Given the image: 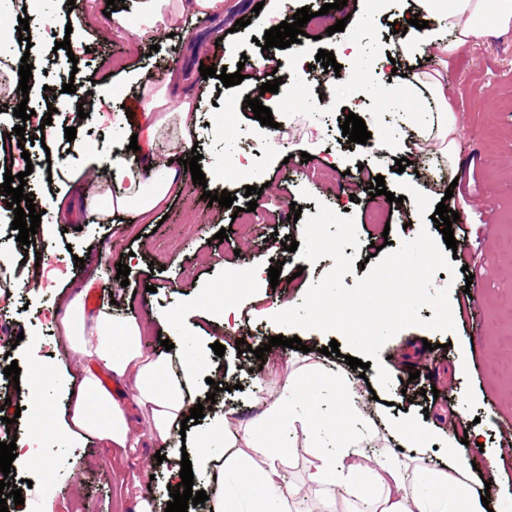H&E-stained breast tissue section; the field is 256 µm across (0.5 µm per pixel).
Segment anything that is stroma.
<instances>
[{
  "label": "stroma",
  "mask_w": 512,
  "mask_h": 512,
  "mask_svg": "<svg viewBox=\"0 0 512 512\" xmlns=\"http://www.w3.org/2000/svg\"><path fill=\"white\" fill-rule=\"evenodd\" d=\"M123 6L125 25H115L105 16L106 0H82V9L69 13L66 0H43L41 9L57 15L54 34L45 36L39 53L25 57L18 32L0 37V48L9 54L8 70L18 74L22 60L32 64L28 106L44 111L56 109L52 123L39 127L19 122L14 116L13 97H0V126L25 127L30 142L29 158L14 148L9 168L26 172V192L32 193L42 226L31 245L17 242L11 223L14 214L7 193L0 191V358L11 357L20 368L18 379L0 372V442L13 435H25L34 422L27 392L17 391L16 382L29 376L45 375L53 390L52 412L46 432L69 418V392L61 385L64 374L78 375L79 366L68 365L67 339L55 329L65 314L66 303L78 290L97 289L101 305L117 304L120 310L134 308L138 314L143 346L162 353L158 332L163 314L184 307L194 308L198 328L193 341L174 338L171 357L183 352L202 354L210 365L207 377L192 386L199 398L214 394L212 408L204 409L199 423L190 432L208 426L210 419L223 416L233 407L250 417L254 403L255 370H262L270 393H277L285 378V366L297 352L277 347L267 363L256 359L254 348L270 337H298L318 358L329 346L331 334L319 330H294L274 324L270 307L283 303L299 305L313 283L333 267L332 258L303 264L298 253L284 250L280 237H303L302 223L288 221L291 203L302 206L303 215H316L319 204L353 216L359 247H345L356 264L345 275V286H354L364 277L363 263L372 247L385 241L413 239L420 228L438 235L432 217L440 202H447L459 214L455 239L465 245L463 252L449 255L452 271H437L435 288H448L455 308V329L451 332L408 327L393 336L380 352L391 377L389 388L362 394L367 410L378 412L385 422L398 427L429 428L439 424L441 432L423 454L433 468L448 462L449 447H458L470 456L472 445L461 442L452 429L455 419H463L468 432L478 434L483 446L482 466L472 478L496 473L500 481L512 478V456L503 449V433L512 426V32L493 33L476 44L462 48L449 59L444 70L448 106L455 114L459 132L456 140L458 163L454 169L433 163V178L417 177L413 166L404 172L393 169L396 157L406 156V147L415 137V128L406 111L411 94L405 73L408 67L425 65L437 53L426 47L402 54L404 29L415 12V0H352L351 17L344 31L328 33L316 27L311 37L290 47L262 50L258 41L266 30L291 21L297 9L318 12L326 0H224V12L209 18L157 23L158 52L139 41L136 29L140 18L137 0H115ZM247 19L245 28H236L237 19ZM85 45L77 62H70L65 49L55 46L58 36ZM354 40L357 51L337 54L341 66V88L326 86L325 68L317 63L319 50L335 52L338 43ZM269 57L279 65L282 79L278 92L265 93L261 101L272 111L274 126L255 119L244 100L254 84L247 81L223 86L220 79L202 78L199 66L208 61L216 68L235 73L241 61L255 63ZM310 64L300 72V63ZM115 71L126 69L153 77L157 88L167 85L171 72L188 71V89L202 96L201 123L197 128L198 152L206 185L185 179L178 197L142 220L128 213L115 224H90L79 195H72L69 211L73 229L58 219L56 195L65 183H85L91 171L78 152L61 148L65 140L62 121L76 109L75 95L63 92L65 82L82 86L87 76L101 65ZM53 101H46L45 92ZM361 117L373 137L399 144L397 154L347 142L339 119L345 109ZM77 142L91 145L99 154L112 156L118 140L112 130L111 113H90L76 124ZM248 159L249 185L261 188L257 198L260 221L243 224L234 220L232 209L208 203L204 190H223L219 178L225 154ZM49 156L50 171L27 170V160ZM336 156V176L317 182L312 172L322 170L328 156ZM397 195L395 203L376 206L367 188L376 176ZM381 221H369L371 210ZM225 240H216L220 229ZM83 266H75V258ZM277 261L282 265L276 288L261 290L243 282L238 286V309L233 335L224 333V314L213 297L229 272L254 259ZM129 266V284L116 285V263ZM474 282L472 294H465L467 282ZM244 340L247 351L236 349ZM225 347L215 355L213 343ZM418 379H410V370ZM219 392H212V385ZM16 418L15 433H7L5 421ZM156 446L141 441L123 460H115L110 449L96 438L86 436L62 449L44 440L40 457L52 464L43 467L13 468L8 480L20 485L23 505H9V512H135L142 494L140 476L151 468L154 506L166 502L173 459L156 460Z\"/></svg>",
  "instance_id": "stroma-1"
}]
</instances>
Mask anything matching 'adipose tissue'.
I'll return each mask as SVG.
<instances>
[{
  "instance_id": "1",
  "label": "adipose tissue",
  "mask_w": 512,
  "mask_h": 512,
  "mask_svg": "<svg viewBox=\"0 0 512 512\" xmlns=\"http://www.w3.org/2000/svg\"><path fill=\"white\" fill-rule=\"evenodd\" d=\"M417 6L435 15L436 23L414 30L412 41L402 45L406 53L426 46L445 58L491 30H512V0H417ZM140 10L146 24L137 35L152 39L158 35L156 20H175L186 13L200 18L220 15L224 0H140ZM412 81L429 102L415 110V122L443 133L446 141L439 152L453 158L457 121L448 111L440 71L414 73ZM135 85L141 103L138 151L104 158L93 148L84 150L105 180L103 192L87 202L91 224L113 223L131 211L149 219L182 189L175 161L191 155L202 103L187 93L168 97L145 76L136 77ZM171 117L178 133L163 154H153ZM57 328L68 338L69 357L86 367L71 418L55 432L59 444L92 436L113 449L132 447L137 441L132 430L136 412L148 423L149 439L173 443L175 430L198 402L190 385L207 369L206 360L190 354L175 362L149 353L136 315L102 308L89 316L76 300L68 304ZM97 366L111 372L113 389L100 385L93 372ZM255 390L257 412L245 425L232 428L235 413L225 412L223 444H216L209 429L193 439L192 468L206 475L204 512H296L301 499L318 502L321 512H349V504L356 501L365 504L366 512H482L468 463L457 449H449L444 469L429 467L418 457L401 459L391 450L373 451L376 435L356 423L351 382L340 365L293 364L277 396L267 397L261 377ZM288 433L302 437L310 456L302 482L290 488L283 484L278 447ZM251 448L264 455L263 464L248 456ZM230 471L237 477L233 496L224 489Z\"/></svg>"
}]
</instances>
